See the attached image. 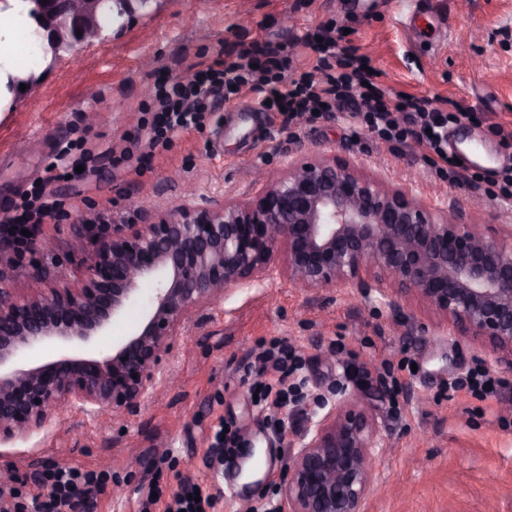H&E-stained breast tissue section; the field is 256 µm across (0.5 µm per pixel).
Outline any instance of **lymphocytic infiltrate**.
Returning a JSON list of instances; mask_svg holds the SVG:
<instances>
[{
  "label": "lymphocytic infiltrate",
  "mask_w": 512,
  "mask_h": 512,
  "mask_svg": "<svg viewBox=\"0 0 512 512\" xmlns=\"http://www.w3.org/2000/svg\"><path fill=\"white\" fill-rule=\"evenodd\" d=\"M302 42L314 60L308 71L293 68L286 46L253 43L229 58L192 63L187 76L155 85L150 101L142 106L153 120L130 138L125 159L144 158L146 149L198 128L218 100L230 101L249 91L269 111L280 113L285 126L315 111L329 118L341 111L365 123L381 140H414L442 158L449 178H456L458 164L447 154V108L390 92L366 70V57L339 47L331 35L320 40L307 35ZM73 210L53 193L35 188L0 214V244L23 253L30 243L27 230L57 223ZM103 482V473L58 465L44 474L31 504L34 512H78L88 491ZM212 503L207 486L180 476L165 512H205Z\"/></svg>",
  "instance_id": "obj_1"
}]
</instances>
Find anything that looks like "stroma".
Listing matches in <instances>:
<instances>
[{"mask_svg": "<svg viewBox=\"0 0 512 512\" xmlns=\"http://www.w3.org/2000/svg\"><path fill=\"white\" fill-rule=\"evenodd\" d=\"M324 32L371 58L383 86L470 109L472 118L449 121L448 152L474 142L484 162L453 184L413 141H382L343 115L282 130L278 117L245 110L248 93L238 109L218 104L150 164L122 160L127 137L146 118L139 106L163 78L256 41L286 45L304 70L312 60L302 36ZM39 72L0 112V207L45 177L59 143H82L97 160L52 184L61 199L81 198L80 211L39 226V245L25 259L0 260V284L20 294L80 285L89 259L68 244L97 215L134 224L142 210L170 205L188 187L201 205L216 196L245 200L260 187L258 172L274 179L289 162L317 154L457 210L461 222L512 225V0H162L116 19L105 41L41 62ZM107 147L112 158L100 159ZM274 339L300 354L306 397L293 410L256 404L250 393L256 355ZM478 366L508 388H453ZM391 375L402 382L393 395L383 385ZM349 396L386 439L363 512H512V371L483 356L478 341L430 324L416 302L392 311L352 288L306 291L285 278L231 289L192 314L137 411L53 409L43 430L0 446V474L19 473L21 505L48 469L73 465L108 474L87 512H138L152 480L167 489L178 474L211 485L210 512H239L245 499L252 512H267L308 419ZM276 419L288 424L285 441L270 433ZM222 423L238 430L242 446L219 472L207 456Z\"/></svg>", "mask_w": 512, "mask_h": 512, "instance_id": "1", "label": "stroma"}]
</instances>
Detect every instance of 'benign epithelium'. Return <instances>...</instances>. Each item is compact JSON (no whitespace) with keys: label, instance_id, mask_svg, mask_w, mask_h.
<instances>
[{"label":"benign epithelium","instance_id":"7a95c632","mask_svg":"<svg viewBox=\"0 0 512 512\" xmlns=\"http://www.w3.org/2000/svg\"><path fill=\"white\" fill-rule=\"evenodd\" d=\"M42 49L55 61L101 40V14L131 16L158 0H24ZM81 34H76V31ZM92 265L77 288L16 295L0 288V445L32 435L50 412H132L190 315L244 288L283 275L306 290L355 288L395 310L417 299L457 336L487 342L493 362L512 369V228L460 224L334 157L288 163L246 201L189 198L143 223L95 238ZM155 285L134 334L100 359L72 355L110 335L139 295ZM55 344L63 354L36 366L22 358ZM383 441L369 414L344 399L311 423L288 466L279 512H361L377 480Z\"/></svg>","mask_w":512,"mask_h":512}]
</instances>
